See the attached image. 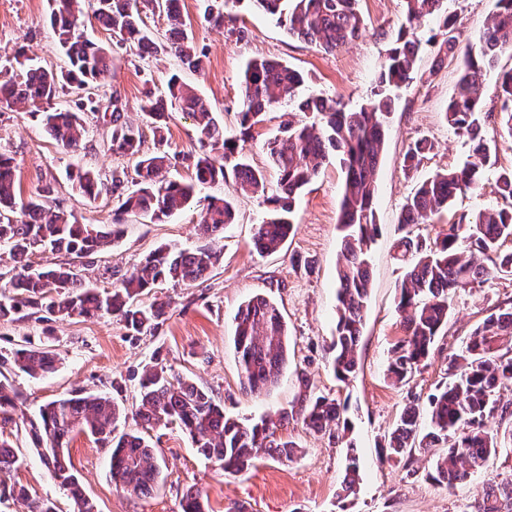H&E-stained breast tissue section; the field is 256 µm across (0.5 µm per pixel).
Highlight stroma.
<instances>
[{"label": "stroma", "mask_w": 512, "mask_h": 512, "mask_svg": "<svg viewBox=\"0 0 512 512\" xmlns=\"http://www.w3.org/2000/svg\"><path fill=\"white\" fill-rule=\"evenodd\" d=\"M448 13L464 42L477 43L495 10V0H447ZM53 0H0V69L16 64L17 54L35 59L53 70L68 60L54 40L49 23ZM194 43L206 49L203 70L184 69L173 54H142L118 46L111 31L86 19L84 33L114 57V76L100 88L102 97L119 92L127 114L141 122L138 110L145 90L162 96L167 80L178 74L208 102L226 136L239 134L240 87L246 63L267 58L288 63L306 77L304 92L316 91L339 100L355 111L370 98L378 84L379 64L395 40L403 14V0H360L364 20L361 36L348 46L327 52L289 36L283 27L241 0L233 27L243 29L242 40L202 18L201 0H181ZM437 23L420 29L423 44L411 81L394 92L395 109L386 124L383 161L377 173L374 211L379 234L370 249L371 289L364 312L360 359L354 375L339 381L331 367L330 341L336 330V265L341 251L338 229L340 189L345 177L338 157H329L312 182L296 196L292 222L295 232L271 254L253 247L257 224L267 212L261 197L234 195L231 184L204 185L194 204L164 223L142 215L121 217L123 236L93 263L77 264L89 286L111 287L113 274L132 270L144 255L161 245L192 249L204 242L197 224L207 198L233 195L235 221L224 229L220 263L202 281L191 285L160 286L145 295V302L170 301L166 320L157 329L129 335L119 319L72 318L38 321L22 317L0 321V356L19 348H46L56 353L57 369L42 378L6 370L17 408L36 414L45 403L76 391L105 393L125 407L139 398L143 367L157 361L174 375L192 379L213 391L226 415L256 421L290 411L280 429L294 440L292 459L259 457L246 471L231 473L201 457L179 428L158 426L149 440L160 467L151 494L130 496L116 490L110 477V450L95 437L75 434L69 455L76 474L98 512H182L189 487L199 488L210 512H228L240 504L248 512H477L488 483L512 484V446L492 455L485 468L465 481L447 487L430 479L434 458L413 452L389 457L388 435L408 404L427 410L428 398L448 380V360L459 353L470 332L494 306L512 301V277L487 276L458 290L452 297L448 324L436 339L428 359L405 384L392 385L388 365L392 349L403 337L402 314L397 308V285L405 259L397 246L403 204L416 184L433 173L463 165L469 155L467 141L444 119L458 80L459 62L438 60L429 45L438 34ZM31 107H0V153L15 160L17 188L30 196L45 183H54L57 196L80 223L108 224L115 204L111 195L89 200L73 190L69 179L77 168H91L101 177L111 175L121 158L108 149L111 127L102 114H86L92 149L71 152L48 138ZM297 111L288 103L268 112L243 145L250 163L264 170L268 189L278 175L267 164L264 143ZM427 138L432 148L416 169L403 166V156L415 139ZM492 165L482 173L481 194L458 196L448 212L433 224L415 226L424 239L435 238L460 215L500 205L496 179L512 170V138L497 124L487 127ZM275 300L288 329L289 362L274 389L257 396L240 384L233 345L234 316L255 294ZM325 395L337 400L348 423L344 439L316 433L306 427L298 410L303 400ZM15 448L20 464L11 480L29 488L37 499L52 500L57 512H73L65 489L52 478L31 445L18 419L0 417V440ZM360 455L361 480L356 494L344 496L348 446Z\"/></svg>", "instance_id": "obj_1"}]
</instances>
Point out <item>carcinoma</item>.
<instances>
[{
	"label": "carcinoma",
	"instance_id": "obj_1",
	"mask_svg": "<svg viewBox=\"0 0 512 512\" xmlns=\"http://www.w3.org/2000/svg\"><path fill=\"white\" fill-rule=\"evenodd\" d=\"M247 1L257 11L283 26L290 36L332 52L357 39L364 28L359 0H204L203 19L224 25L229 9ZM112 35L142 50L176 54L187 68H203L204 51L190 40L187 23L176 0H55L50 24L56 41L69 60V69L56 72L33 63L18 71L0 69V105L31 104L34 116L46 134L69 149L88 148L89 130L84 115L110 113V150L135 159V176L112 170L103 181L91 170L78 171L73 184L78 192L96 199L112 194L116 214L137 213L153 223H164L193 203L197 188L232 178L235 191L252 193L270 205L258 224L254 247L260 253L279 250L294 228L292 202L296 193L317 175L329 154L340 156L345 170L339 227L344 232L336 270V336L331 343L336 377L347 380L357 369L363 313L370 286L369 249L378 232L373 209L376 175L383 159L384 123L393 100L377 93L356 111L315 92L302 104V111L315 120L292 119L282 126V135L266 143V152L278 171L276 191L267 190L262 171L252 167L238 151L237 140L224 136L207 103L172 75L167 95L144 92L140 112L148 119L154 150L146 152L143 129L128 120L126 104L114 93L77 96L73 105L53 108L51 102L67 88L101 87L112 77V56L81 31L86 11ZM162 11L168 23L165 43L156 44L143 27L142 14ZM432 18L442 38L431 40L437 57L461 58L455 96L448 102L445 120L466 138L470 154L464 165L437 171L419 183L407 197L401 212L398 246L411 254L399 284L398 309L405 313V335L396 344L389 376L396 384L406 381L428 357L440 329L447 324L448 298L485 276H512V252L503 253V241L512 238V207L488 208L462 215L448 225L429 245L413 239L407 228L433 224L436 217L465 193L482 190L480 174L491 162V150L483 126L492 117L482 112L480 96L483 76L495 67L499 56L512 51V0H497V10L476 48L460 51V32L448 17L444 0H404V16L394 45L380 63L379 84L400 85L412 79L420 44L417 31ZM303 75L281 61L255 59L246 64L240 96V140L264 121L266 112L292 100L303 87ZM504 107L501 126L512 137V70L499 75ZM190 115L200 134L201 152L170 154L163 149L168 107ZM432 148L426 138L415 140L404 155V166L415 167ZM185 164L194 169L191 182L166 177L169 168ZM234 218L226 197H212L203 212L201 230L206 243L192 250L169 245L150 252L130 272L113 283L112 290L98 291L82 282L68 267L36 264L33 257L47 251L64 252L91 262L120 236L118 224H81L56 197L50 184L41 186L28 199L17 197L13 158L0 153V246L8 250L13 275L0 293V320L13 321L22 310L30 314L70 318L115 316L133 334L154 330L165 320L169 303L154 300L139 306L135 300L163 282L189 285L204 278L216 263L224 239V226ZM234 347L238 355L243 387L252 393L269 391L288 363V332L278 305L262 294L242 304L235 316ZM0 362L36 378L54 365L51 352L20 348ZM448 383L438 388L428 403L429 421L420 427V411L409 405L392 430L388 448L395 455L419 450L435 457L434 480L449 487L464 481L485 465L502 441L492 419L512 420V405L501 402L500 391L512 385V306H497L470 334L465 350L448 365ZM304 422L317 433H330L341 423L340 405L318 396L301 407ZM125 409L103 394L77 393L52 400L35 417L23 419L32 443L44 465L70 495L74 512H95L73 471L68 446L75 433L86 432L111 445L112 482L124 493L146 496L158 480L159 468L145 431L160 425H177L200 454L226 471L241 472L263 452L271 457L291 458L297 445L277 435L278 423L288 419L264 418L250 424L229 418L211 391L186 378L171 375L167 368H145L140 396L134 410L143 430L115 434ZM343 480V491H354L360 476V460L353 446ZM15 449L0 441V476L18 467ZM12 494L28 501L30 512H56L48 499H32L22 486ZM182 512H208L199 489L187 488Z\"/></svg>",
	"mask_w": 512,
	"mask_h": 512
}]
</instances>
